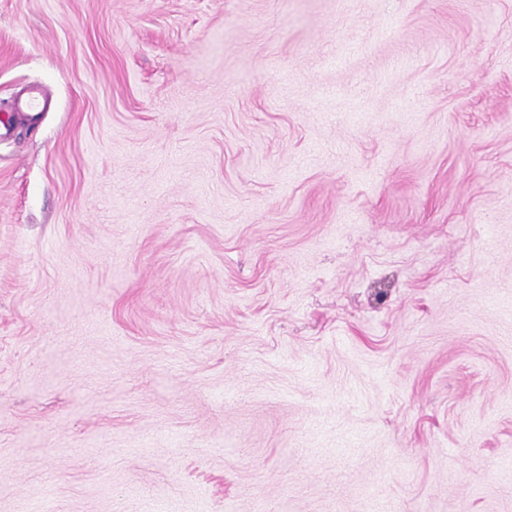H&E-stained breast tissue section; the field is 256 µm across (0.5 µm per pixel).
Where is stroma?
Masks as SVG:
<instances>
[{
    "label": "stroma",
    "instance_id": "obj_1",
    "mask_svg": "<svg viewBox=\"0 0 512 512\" xmlns=\"http://www.w3.org/2000/svg\"><path fill=\"white\" fill-rule=\"evenodd\" d=\"M0 118V512H512V0H0Z\"/></svg>",
    "mask_w": 512,
    "mask_h": 512
}]
</instances>
